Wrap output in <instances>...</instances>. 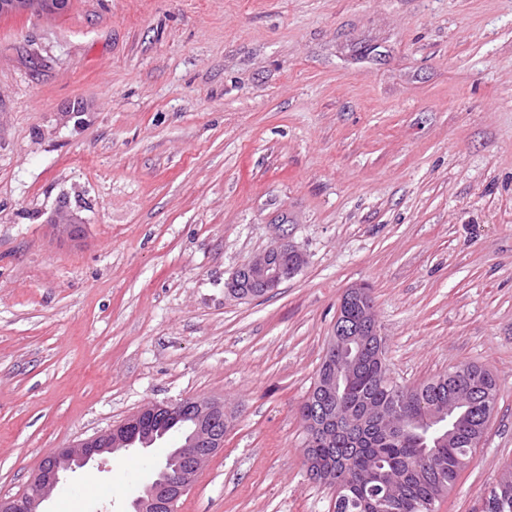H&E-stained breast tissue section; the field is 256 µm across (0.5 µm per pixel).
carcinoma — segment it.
I'll list each match as a JSON object with an SVG mask.
<instances>
[{"label":"carcinoma","instance_id":"1","mask_svg":"<svg viewBox=\"0 0 512 512\" xmlns=\"http://www.w3.org/2000/svg\"><path fill=\"white\" fill-rule=\"evenodd\" d=\"M467 391V412L450 420L447 440L422 437L391 428L369 415L415 418L428 405H446ZM492 374L474 364L434 376L416 387L391 379L377 339L359 351L357 364L342 386L337 403L345 411V426L326 441L305 439L309 468L332 466L336 480L334 512H435L428 505L448 491L460 471L457 456L472 454L481 441L496 406ZM326 393L313 388L302 404V422L327 406ZM481 512H512V474L501 480L484 501Z\"/></svg>","mask_w":512,"mask_h":512}]
</instances>
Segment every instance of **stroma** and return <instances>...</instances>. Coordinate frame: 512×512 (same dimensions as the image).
I'll return each instance as SVG.
<instances>
[{
  "label": "stroma",
  "mask_w": 512,
  "mask_h": 512,
  "mask_svg": "<svg viewBox=\"0 0 512 512\" xmlns=\"http://www.w3.org/2000/svg\"><path fill=\"white\" fill-rule=\"evenodd\" d=\"M63 204L81 242L48 224ZM283 236L302 269L230 295ZM354 284L394 380L495 378L437 506L480 512L512 468V0L0 17V497L147 404L205 399L230 427L177 512H333L298 410ZM172 448L103 455L44 508L129 512Z\"/></svg>",
  "instance_id": "35a3bbf8"
}]
</instances>
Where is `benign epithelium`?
<instances>
[{"mask_svg":"<svg viewBox=\"0 0 512 512\" xmlns=\"http://www.w3.org/2000/svg\"><path fill=\"white\" fill-rule=\"evenodd\" d=\"M69 5L70 0H0V15L53 18L66 13ZM49 223L60 237L77 238L82 232V220L72 210H57ZM304 263L303 254L281 238L259 257L241 266L226 288L239 298L263 296L292 278ZM361 299L362 290L353 286L344 293L339 305L329 345L327 372L321 378V387L328 391L332 400L338 395L347 368L356 361L362 343L377 334L375 327L364 319L352 320L347 314L350 306ZM155 418L170 425L190 420L191 447L178 448L167 458L153 482L132 501L131 512H176L177 502L195 482L199 461L213 456L224 446L223 425L228 423L229 414L218 403L181 400L149 404L118 426L47 457L23 495L0 497V512H43L42 504L67 473L88 465L104 453L129 450L139 442L147 447L157 441L155 435L149 442L144 439L148 423Z\"/></svg>","mask_w":512,"mask_h":512,"instance_id":"benign-epithelium-1","label":"benign epithelium"}]
</instances>
